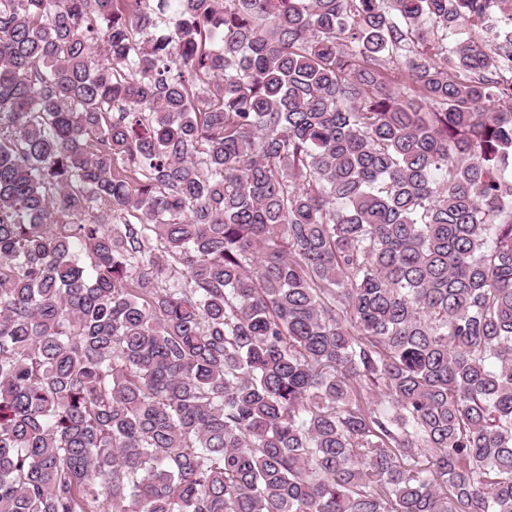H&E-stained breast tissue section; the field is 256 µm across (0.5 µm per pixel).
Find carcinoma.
Wrapping results in <instances>:
<instances>
[{"mask_svg":"<svg viewBox=\"0 0 512 512\" xmlns=\"http://www.w3.org/2000/svg\"><path fill=\"white\" fill-rule=\"evenodd\" d=\"M0 512H512V0H0Z\"/></svg>","mask_w":512,"mask_h":512,"instance_id":"1","label":"carcinoma"}]
</instances>
